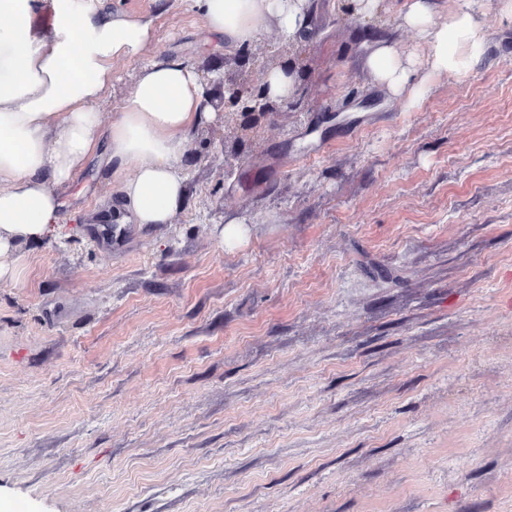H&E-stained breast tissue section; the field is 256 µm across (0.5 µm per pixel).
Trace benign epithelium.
Wrapping results in <instances>:
<instances>
[{"label": "benign epithelium", "instance_id": "obj_1", "mask_svg": "<svg viewBox=\"0 0 512 512\" xmlns=\"http://www.w3.org/2000/svg\"><path fill=\"white\" fill-rule=\"evenodd\" d=\"M234 63L238 76L224 78V94L210 97L209 104L215 109H224V139L241 147L255 144L265 125L273 124L297 110L294 103L270 95L267 77L274 69L288 70V67L298 64V60L289 58L270 64L256 56L239 54L234 58ZM250 66L259 68L263 75L260 81L255 83L250 78Z\"/></svg>", "mask_w": 512, "mask_h": 512}]
</instances>
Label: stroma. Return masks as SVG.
<instances>
[{
  "label": "stroma",
  "mask_w": 512,
  "mask_h": 512,
  "mask_svg": "<svg viewBox=\"0 0 512 512\" xmlns=\"http://www.w3.org/2000/svg\"><path fill=\"white\" fill-rule=\"evenodd\" d=\"M410 0H310L301 113L232 174L224 124L183 160L168 224L84 221L0 279V512H512V19L469 4L483 62L384 104L362 58ZM152 44L115 62L103 123L156 53L206 88L197 0H112ZM245 224L225 244L230 221Z\"/></svg>",
  "instance_id": "stroma-1"
}]
</instances>
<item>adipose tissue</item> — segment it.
I'll return each instance as SVG.
<instances>
[{"label": "adipose tissue", "mask_w": 512, "mask_h": 512, "mask_svg": "<svg viewBox=\"0 0 512 512\" xmlns=\"http://www.w3.org/2000/svg\"><path fill=\"white\" fill-rule=\"evenodd\" d=\"M37 0H0V277L16 275L10 255L22 244L54 238L63 203L58 190L91 159L116 184L108 203L119 222L167 224L185 202L180 162L197 133L216 119L189 61L157 55L142 66L110 125L98 111L113 63L152 42L148 22L76 0H51V32L31 26ZM212 51L254 41L267 25L288 39L309 28L308 0H198ZM403 26L416 31L424 61L394 41H376L365 59L390 99L416 98L430 75L464 74L486 53L482 22L468 7L433 19L430 0H411Z\"/></svg>", "instance_id": "obj_1"}]
</instances>
